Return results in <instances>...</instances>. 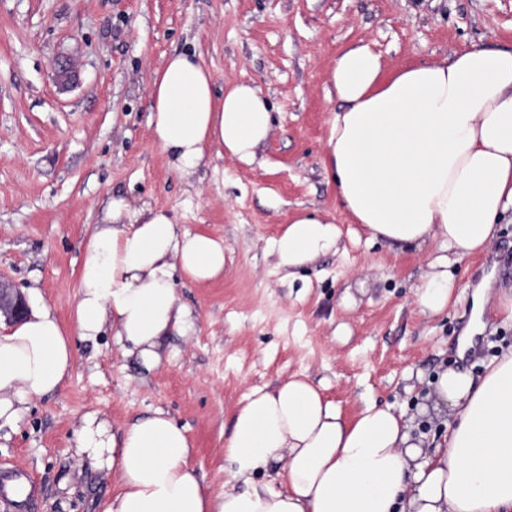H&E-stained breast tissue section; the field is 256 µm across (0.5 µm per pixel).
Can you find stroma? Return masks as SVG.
Masks as SVG:
<instances>
[{"label": "stroma", "instance_id": "obj_1", "mask_svg": "<svg viewBox=\"0 0 512 512\" xmlns=\"http://www.w3.org/2000/svg\"><path fill=\"white\" fill-rule=\"evenodd\" d=\"M372 44L386 73L474 44L512 46V0H0V280L70 326L81 245L112 197L162 208L192 232L224 240V273L178 280L194 333L168 341L148 377L111 337L76 342L58 392L0 428V468L39 488L36 512H103L115 484L73 447L88 412L121 427L155 409L183 426L205 483L224 484L234 414L252 389L305 378L346 418L363 400L404 409L414 435L442 433L418 405L437 371L481 378L512 325L476 316L472 293L512 279V216L491 246L453 267L456 290L437 314L416 289L442 251L367 243L324 168L336 56ZM201 53L217 87L258 86L273 129L254 163L211 155L178 178L149 125L155 70L175 52ZM76 78L60 85L58 60ZM337 224V251L286 270L271 241L301 215Z\"/></svg>", "mask_w": 512, "mask_h": 512}]
</instances>
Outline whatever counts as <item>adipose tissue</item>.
Instances as JSON below:
<instances>
[{"label":"adipose tissue","instance_id":"obj_1","mask_svg":"<svg viewBox=\"0 0 512 512\" xmlns=\"http://www.w3.org/2000/svg\"><path fill=\"white\" fill-rule=\"evenodd\" d=\"M339 103L326 164L336 197L369 242L446 250L417 294L438 313L455 288L452 264L486 249L512 213V49L481 45L384 77L370 43L331 69ZM201 54H171L150 90V126L186 176L211 147L243 163L272 130L269 101L250 83L216 93ZM336 224L302 216L274 238L282 268L335 249ZM224 271V241L180 228L162 209L112 197L86 239L70 327L41 304L0 334V424H17L32 399L57 392L75 341L111 334L123 359L160 368L166 342L195 330L175 274L205 283ZM421 413L446 418L441 439L414 437L404 410L365 402L345 420L321 387L298 379L252 392L234 416L228 477L208 489L186 431L163 411L113 429L84 414L76 453L118 489L104 512H512V347L481 381L437 373Z\"/></svg>","mask_w":512,"mask_h":512}]
</instances>
